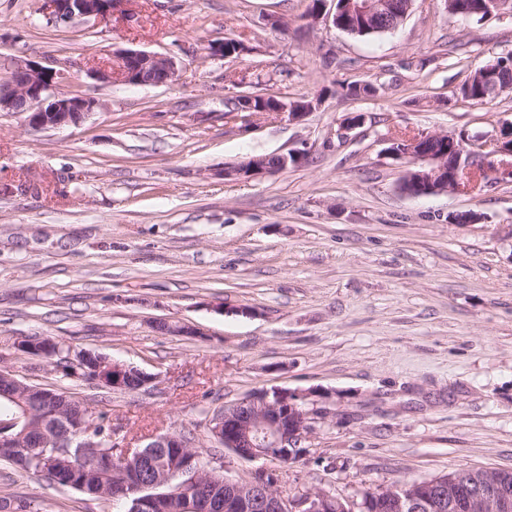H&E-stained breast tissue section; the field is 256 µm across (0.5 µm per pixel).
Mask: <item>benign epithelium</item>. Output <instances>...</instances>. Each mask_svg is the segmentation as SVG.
<instances>
[{
	"mask_svg": "<svg viewBox=\"0 0 512 512\" xmlns=\"http://www.w3.org/2000/svg\"><path fill=\"white\" fill-rule=\"evenodd\" d=\"M121 0H46L48 20L52 23H72L94 18L106 21L112 17ZM389 0H337L331 22L339 13L347 12L355 24L345 28L350 33L358 29V22H366L386 13ZM117 74L133 85H165L175 76V61L145 51L124 50L118 54ZM67 77L66 70L46 66L31 59L11 61L0 76V112L27 115V125L33 130L61 129L77 126L87 120L101 103L81 93L58 94L56 87ZM432 138L421 133L399 148L391 143L389 154L409 160L411 169L406 177L416 174L421 178L419 195L428 196L449 191H462L463 175L477 167L499 181L512 180V131L508 140L496 139L495 161L484 152L483 140L456 139L443 135L445 142L453 144L457 161L446 163L447 155H435L421 143ZM303 152L280 156L277 165H268L267 158L252 157L224 169V179H249L273 174L290 165L305 161ZM20 352L35 355L53 363L59 341L49 336H23L17 343ZM73 374L97 382L104 388L128 390L135 382L136 389L146 387L154 377L89 350H70ZM45 419H61L67 432L46 439L33 448L20 440L9 444L13 458L21 463L38 464V475L54 482L60 478L57 467L62 455L71 460L74 468L88 457L95 458L100 469L113 474L109 497L127 498L145 491L146 486L130 477L134 469L156 448L170 451V463L157 476L156 482L165 486L162 496H143L134 501V512H161L167 503H182V512H352L353 504L325 492H307L288 498L278 491L279 469L261 468L245 482H233L201 462L200 455L188 448L183 436L172 433L153 438L142 448H126L119 455L100 451V443L89 438L93 419L81 405L71 404L68 412L62 404L69 398L56 391L39 388ZM313 392L275 389L259 391L217 413L211 420L210 432L215 440L237 456L247 459L272 460L284 467L299 461L304 452L300 448L310 434L309 411L305 409ZM470 480L462 473L451 481L432 478L416 484L410 492L391 485L373 491L363 498L358 508L362 512H450L465 508L467 512H512V492L507 489L472 490ZM224 486V497L214 496L212 487Z\"/></svg>",
	"mask_w": 512,
	"mask_h": 512,
	"instance_id": "1",
	"label": "benign epithelium"
}]
</instances>
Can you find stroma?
Returning a JSON list of instances; mask_svg holds the SVG:
<instances>
[{"instance_id": "stroma-1", "label": "stroma", "mask_w": 512, "mask_h": 512, "mask_svg": "<svg viewBox=\"0 0 512 512\" xmlns=\"http://www.w3.org/2000/svg\"><path fill=\"white\" fill-rule=\"evenodd\" d=\"M311 0H122L106 22L48 24L45 0H0V65L69 67L103 102L85 123L30 129L0 112V365L60 388L137 448L184 434L232 480L264 467L219 448L209 422L260 390L314 391L306 453L288 497L364 491L456 469L512 470V183L414 197L384 136L498 134L512 92L483 104L459 88L512 53V16L481 21L414 0L396 30L358 37ZM280 18L281 26L269 23ZM240 39V57L209 56ZM132 49L173 58L161 86L103 82ZM369 81L355 100L341 85ZM322 97L302 120L240 115L241 91ZM359 127L339 135L342 120ZM301 151L272 176L225 167ZM478 213L459 224L454 215ZM196 335L161 334L156 321ZM50 336L154 375L112 391L17 350ZM38 512H125L0 463V495Z\"/></svg>"}]
</instances>
